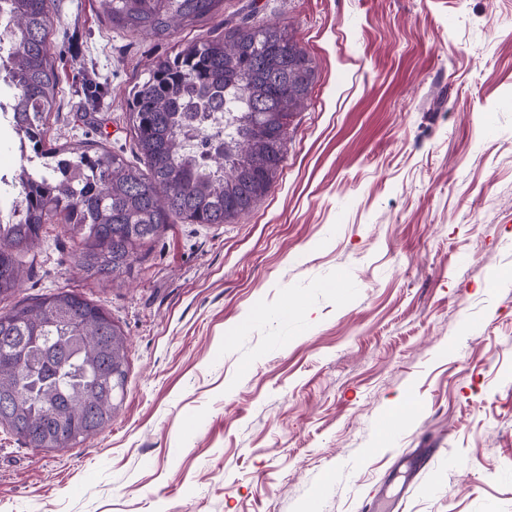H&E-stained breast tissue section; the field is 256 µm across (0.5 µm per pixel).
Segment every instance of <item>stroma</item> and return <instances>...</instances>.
<instances>
[{
  "mask_svg": "<svg viewBox=\"0 0 512 512\" xmlns=\"http://www.w3.org/2000/svg\"><path fill=\"white\" fill-rule=\"evenodd\" d=\"M250 11L316 66L283 169L113 283L45 225L16 297L108 309L126 394L70 448L0 428V512H368L388 481L399 512H512V0H224L163 40L55 0L47 139L135 160L152 62Z\"/></svg>",
  "mask_w": 512,
  "mask_h": 512,
  "instance_id": "stroma-1",
  "label": "stroma"
}]
</instances>
